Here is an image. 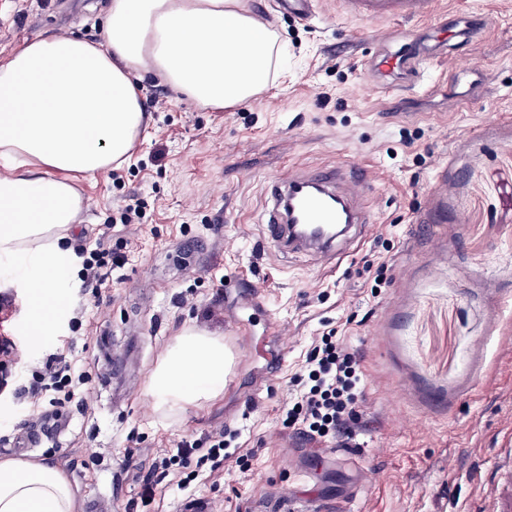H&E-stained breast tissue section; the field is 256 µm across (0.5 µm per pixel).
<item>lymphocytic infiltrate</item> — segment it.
<instances>
[{
  "mask_svg": "<svg viewBox=\"0 0 512 512\" xmlns=\"http://www.w3.org/2000/svg\"><path fill=\"white\" fill-rule=\"evenodd\" d=\"M78 257L84 287L95 290L106 286L113 271L127 262L126 253L113 250L110 242L102 237L97 238L93 249H80ZM69 370L64 359H51L44 367L34 370L27 382L15 385L13 394L19 399L37 400L50 392H68L72 383ZM362 376L360 358L337 340L335 331L317 337L290 379L286 425L313 443L350 436ZM231 434L227 426L212 432L208 437V453L202 457L195 454L196 442H181L178 461L190 465L191 470L179 478V486L195 480L201 466L208 464L212 469H219L224 463V440Z\"/></svg>",
  "mask_w": 512,
  "mask_h": 512,
  "instance_id": "lymphocytic-infiltrate-1",
  "label": "lymphocytic infiltrate"
}]
</instances>
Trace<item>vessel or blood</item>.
Wrapping results in <instances>:
<instances>
[{"mask_svg":"<svg viewBox=\"0 0 512 512\" xmlns=\"http://www.w3.org/2000/svg\"><path fill=\"white\" fill-rule=\"evenodd\" d=\"M346 9L363 19L385 21L417 18L429 20L437 13L438 0H344ZM464 19V36L473 38L492 24L489 14H477L468 7L457 10ZM432 55L423 51L412 55H384L389 70L410 69L421 78ZM372 181L369 169L362 164L345 170L326 168L313 173L291 170L270 175L265 183L266 207L261 219L262 234L285 256L309 254L322 264L338 257L336 236L310 242L297 232L298 225H330L344 223L352 230L369 223L368 214L357 201Z\"/></svg>","mask_w":512,"mask_h":512,"instance_id":"b4317fda","label":"vessel or blood"}]
</instances>
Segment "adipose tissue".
<instances>
[{
    "mask_svg": "<svg viewBox=\"0 0 512 512\" xmlns=\"http://www.w3.org/2000/svg\"><path fill=\"white\" fill-rule=\"evenodd\" d=\"M282 47L242 0H110L103 43L49 34L0 58V258L22 257L15 285L35 321L57 309L65 232L81 210L73 175L128 157L151 121L138 90L153 73L196 104L230 109L265 90ZM234 363L223 342L189 328L155 367L147 394L171 408L217 396ZM0 512H76L54 463L0 459Z\"/></svg>",
    "mask_w": 512,
    "mask_h": 512,
    "instance_id": "ef3b65f1",
    "label": "adipose tissue"
}]
</instances>
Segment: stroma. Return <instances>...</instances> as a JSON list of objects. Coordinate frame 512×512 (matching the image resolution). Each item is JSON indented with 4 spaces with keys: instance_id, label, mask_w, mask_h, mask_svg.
<instances>
[{
    "instance_id": "35a3bbf8",
    "label": "stroma",
    "mask_w": 512,
    "mask_h": 512,
    "mask_svg": "<svg viewBox=\"0 0 512 512\" xmlns=\"http://www.w3.org/2000/svg\"><path fill=\"white\" fill-rule=\"evenodd\" d=\"M495 22L461 44L451 31L461 2ZM426 22L367 21L341 0H317L301 21L272 0H244L275 31L287 70L235 108H204L146 75L158 92L153 122L130 162L81 178L84 204L65 240L94 246L112 227L120 192L148 202L125 267L106 288H82L70 267L49 332L28 325L29 302L0 262V336L19 354L0 361L11 383L62 355L82 374L68 428L15 451L18 429L50 413L0 391V457L59 464L78 512L109 492L113 512H290L309 501L326 512H475L493 465L512 468V0H439ZM109 0H0V54L60 34L102 43ZM413 39L447 44L430 77L456 82L424 92L370 65L378 48ZM378 86L376 95L363 91ZM328 99H321V92ZM467 108L450 110L452 98ZM374 180L362 200L371 222L335 260L285 258L261 234L267 176L294 167L351 168ZM83 311V327L71 319ZM280 329L283 361L268 365L266 325ZM249 333L231 335L233 324ZM188 328L224 340L235 361L213 401L169 411L144 391L158 361ZM335 330L361 358L364 378L347 445L310 443L286 428L288 382L316 336ZM136 342L130 379L104 376L105 346ZM226 425L236 436L218 475L187 488L158 482L142 496L152 463L180 441L203 442Z\"/></svg>"
}]
</instances>
